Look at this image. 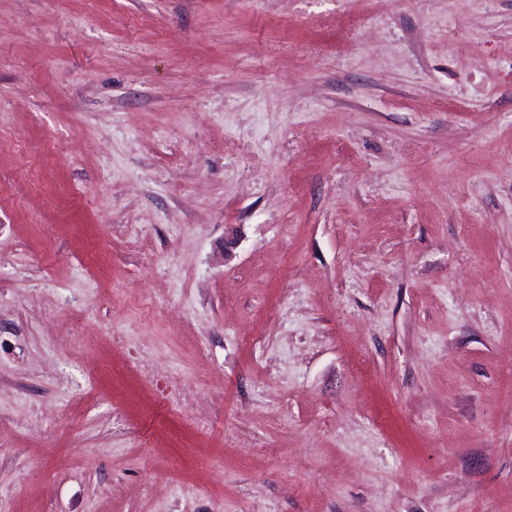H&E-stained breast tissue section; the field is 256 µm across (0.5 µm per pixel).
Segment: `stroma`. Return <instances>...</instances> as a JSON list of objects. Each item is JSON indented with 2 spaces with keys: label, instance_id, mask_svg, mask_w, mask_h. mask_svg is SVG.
<instances>
[{
  "label": "stroma",
  "instance_id": "1",
  "mask_svg": "<svg viewBox=\"0 0 512 512\" xmlns=\"http://www.w3.org/2000/svg\"><path fill=\"white\" fill-rule=\"evenodd\" d=\"M0 512H512V0H0Z\"/></svg>",
  "mask_w": 512,
  "mask_h": 512
}]
</instances>
